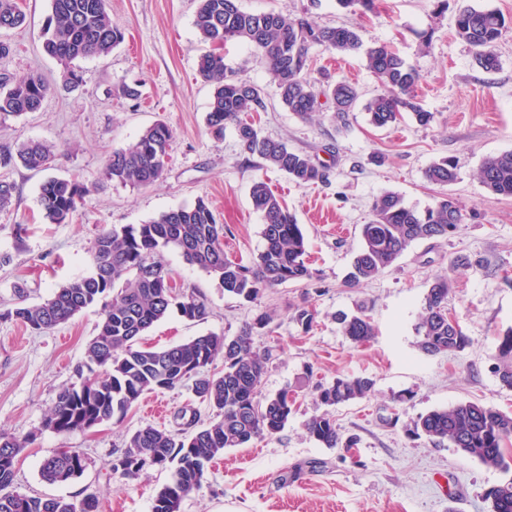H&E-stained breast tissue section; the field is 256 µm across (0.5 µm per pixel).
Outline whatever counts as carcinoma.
<instances>
[{"label":"carcinoma","instance_id":"carcinoma-1","mask_svg":"<svg viewBox=\"0 0 512 512\" xmlns=\"http://www.w3.org/2000/svg\"><path fill=\"white\" fill-rule=\"evenodd\" d=\"M25 15L15 0H0V30L22 25ZM194 27L200 39L214 46L238 40L253 48L266 65L281 103L296 117L310 121L331 109L339 127L347 124L359 91L339 81L317 89L306 75L310 50L322 46L341 54L355 53L363 43L357 30L321 27L305 17L288 18L279 13H251L238 0H198ZM456 35L472 49L479 68L499 69L497 42L505 18L495 10L478 8L471 0H458L454 17ZM43 49L62 66L65 84L77 85L75 62L109 54L124 36L107 11V0H51V15L43 28ZM368 68L379 88L365 110L370 124L384 128L408 113L417 124L428 126L434 114L416 99L417 70L386 45L365 49ZM198 76L213 87L207 124L221 134L234 128L243 154L258 157L297 184L328 181V170L312 157L287 143L261 134L243 115L267 109L264 89L239 77L224 62V54L209 51L200 56ZM50 92L38 72L11 81L0 79V123L37 111ZM173 130L159 122L148 127L136 142L112 151L106 178L133 187H149L163 179ZM55 146L31 140L16 150L0 149V169L23 167L33 171L51 168ZM477 177L493 195L512 197V151L486 158ZM425 179L449 185L457 179V167L447 158L431 164ZM90 189L83 183L56 176L39 188L44 218L62 224L78 210ZM254 209L262 218L263 248L250 265L224 254V225L204 199L193 205L164 211L144 224L102 227L91 251L92 268L85 275L57 288L47 300L28 304L18 291V306L5 316L43 333L65 324L86 309L103 310L97 335L86 347L87 375L80 383L60 390L43 427L56 433L85 431L92 425L121 421L146 392H163L190 386L194 395L213 411V418L199 425L197 415L180 416L174 429L145 425L126 438L115 452L112 471L128 479L138 478L151 467L172 471L171 481L154 498L153 512H181L184 499L207 479L208 466L229 448H244L261 436L281 431L292 413L288 392L274 396L261 393L269 354L254 346V337L269 328L271 317L262 313L233 336L208 333L165 349L140 344L157 322L175 312L203 323L210 310L193 293L176 290L162 259L166 248L177 250L191 266L216 279L224 294L254 302L264 291L285 282H309L315 272L306 262L307 245L293 214L258 180L250 189ZM462 222V212L451 197L423 211L408 207L402 197L387 191L372 206V218L361 226V242L348 281L354 286L393 266L414 242L448 238ZM451 283L437 277L424 297L415 324L419 349L427 355L455 354L470 344L459 322L448 315ZM341 331L362 345L373 339L375 328L360 311L336 315ZM222 365L216 370V365ZM495 373L503 386L512 388V332L498 346ZM373 387L369 377H342L317 388L316 401L326 410L305 423L310 437L326 448L342 443L340 429L329 408L365 398ZM411 434L438 444L448 443L481 463L505 465V445L512 439V414L475 402L436 408L413 421ZM31 436L18 438L0 433V512H100L94 496L78 502L61 497L43 498L19 492L15 487L16 461ZM86 458L76 450L63 449L47 457L40 477L49 484H65L84 473ZM484 497L490 512H512V479L488 488Z\"/></svg>","mask_w":512,"mask_h":512}]
</instances>
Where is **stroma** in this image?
Here are the masks:
<instances>
[{
	"instance_id": "obj_1",
	"label": "stroma",
	"mask_w": 512,
	"mask_h": 512,
	"mask_svg": "<svg viewBox=\"0 0 512 512\" xmlns=\"http://www.w3.org/2000/svg\"><path fill=\"white\" fill-rule=\"evenodd\" d=\"M506 19L497 44L500 67L487 73L454 30L455 0H375L361 13L335 0H240L248 12L308 16L321 26L349 25L365 45L394 46L421 76L423 107L433 112L429 127L411 118L377 129L363 103L378 82L361 54L314 47L309 77L323 86L354 84L361 93L346 127L327 117L299 120L280 102L275 84L250 47L229 41L224 60L263 87L267 109L255 117L264 135L282 139L327 166L325 184L299 185L241 153L233 129L215 134L206 124L213 88L196 77L206 45L193 24L197 0H109L112 23L123 42L106 56L81 61V82L63 86L59 63L42 49L50 0H18L21 27L0 31L11 47L0 55V77L43 74L51 91L39 111L0 124V146L28 140L56 147L49 173L16 168L12 205L0 211V432L34 435L16 465L18 491L78 501L95 495L102 512H152L157 490L169 482L166 469L138 479L112 470L115 450L127 433L154 423L147 404L164 405L159 427L169 428L179 411L209 421L212 411L188 388L147 393L121 424L55 433L42 427L60 389L76 382L87 343L96 335L100 308L85 310L53 331L38 334L5 313L23 285L28 302L39 303L59 284L91 269V248L101 226L142 224L162 211L212 203L224 226V252L248 265L262 248V220L250 187L265 180L301 225L307 241L312 283L286 282L267 289L254 303L225 295L218 281L188 265L176 250L163 253L178 289L202 296L211 309L198 324L170 314L141 339L156 349L210 332L234 335L263 312L273 317L271 334L256 337L271 353L261 391L287 392L292 414L283 430L225 450L208 481L182 503L181 512H489L485 491L512 478L511 469L483 465L459 449L410 434L413 420L432 409L474 401L512 414V389L492 371L500 340L512 331V197L491 195L476 173L486 157L512 150V0H473ZM433 34L430 48L419 32ZM138 85L139 100L124 98L123 85ZM167 123L173 130L166 172L152 187H133L106 178L113 149L133 142L146 128ZM455 160L458 179L447 186L424 173L442 158ZM74 178L90 193L63 224L42 217L39 186L47 175ZM393 191L423 209L445 196L456 198L463 221L445 240L413 243L383 274L359 285L348 283L360 228L371 218L379 195ZM446 276L454 291L448 309L469 337L453 355L431 356L417 347L414 330L425 293ZM315 314L311 328L297 321L299 309ZM365 309L374 338L357 346L343 335L338 312ZM374 379L371 394L332 408L344 448H326L310 437L306 421L320 408L316 388L336 378ZM60 448L84 453L83 475L50 485L39 475L42 461Z\"/></svg>"
}]
</instances>
